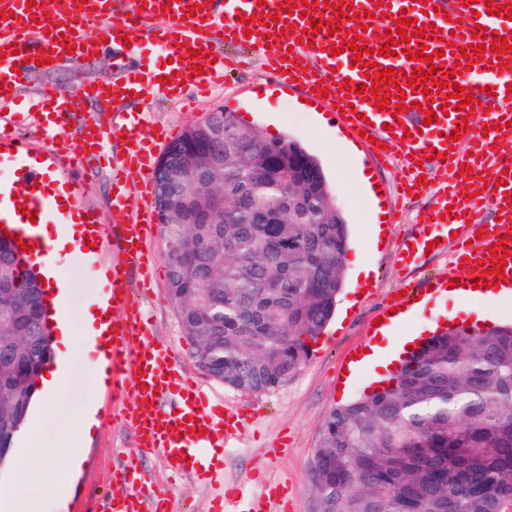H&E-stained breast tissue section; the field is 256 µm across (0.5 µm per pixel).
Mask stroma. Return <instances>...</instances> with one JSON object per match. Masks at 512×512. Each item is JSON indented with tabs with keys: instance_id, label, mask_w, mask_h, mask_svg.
<instances>
[{
	"instance_id": "35a3bbf8",
	"label": "stroma",
	"mask_w": 512,
	"mask_h": 512,
	"mask_svg": "<svg viewBox=\"0 0 512 512\" xmlns=\"http://www.w3.org/2000/svg\"><path fill=\"white\" fill-rule=\"evenodd\" d=\"M250 64L229 72L223 85L214 87L207 97L189 89L180 96H151L144 101H129L127 111H141L143 130L164 133L177 140L185 129L214 110L233 113L238 121L268 139L290 137L300 142L320 162L338 206L350 225L353 247L346 254V278L336 311L325 331L313 344L307 362L285 384L265 392L240 391L214 381L202 372L190 354L181 333L178 310L167 285L164 240L155 237L152 255L144 268L131 278L132 288L147 289L144 310L155 336L170 344L176 358L197 380L237 413L241 423L224 443L220 468L224 483L240 490L244 497L260 493L264 485L278 483L288 490L293 512H316L317 492L311 468L321 441L322 425L335 407L368 391L376 375L365 367L347 376L353 353L362 351L373 340L376 318L385 316L394 305V295L403 290L425 287L431 281H444L453 266L455 245L424 256L416 265L403 266L398 247L417 225L419 210L438 202L443 176L429 172L430 184L420 198L400 194L404 159L399 149L374 158L363 145H356L359 165L369 170L376 199L366 198L355 183L353 167L347 163L344 145L349 134L334 116H327L325 128H317L314 110L303 102L300 90L280 89L265 65V55L250 49ZM112 70V53L103 51L92 58H80L66 69L53 68L37 73L25 88L32 95L37 86L54 84L61 94L73 91L80 82L95 81ZM112 170L97 165L81 178V206L96 211L104 223H112ZM385 206L394 221L385 225L384 238L371 243L368 227L373 203ZM53 262L66 277L69 288V320L80 327L85 308L105 299L104 283L98 282L82 259L69 251L59 252ZM77 356L64 358L54 351L53 363L65 366L68 381L58 398L53 419L44 433L55 447L66 448L69 437L80 428L77 412L91 403L93 426L85 438L84 459L59 499L56 512H85L89 499L110 493V475L120 461L121 452L134 449V434L118 423L102 424L103 416L131 408L133 394L113 395L111 379H99L97 362L102 340L81 336ZM150 475L144 494H168L172 512H209L220 486L177 479L164 462L149 458L143 462ZM223 483V484H224Z\"/></svg>"
}]
</instances>
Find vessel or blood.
I'll return each mask as SVG.
<instances>
[{
  "mask_svg": "<svg viewBox=\"0 0 512 512\" xmlns=\"http://www.w3.org/2000/svg\"><path fill=\"white\" fill-rule=\"evenodd\" d=\"M505 4L506 0H474L472 7H464V0H348L359 15H380L390 10L392 18L386 27L397 30L399 12L424 29L425 37L412 39L411 51L422 45L441 51L438 59V79L454 80L462 88H469L472 77L492 74L489 92H474L472 106H459L457 98L446 93L412 94L407 90L406 78L399 79L406 89L408 105L397 108L387 103L378 108L371 93L346 96L345 84H365L366 65L376 63L383 67H403L406 73L421 68V61H398L396 57L379 55L380 39L372 31L362 32L360 42L369 47L363 55L362 67L352 64L354 53L347 50L332 55V47H339L351 34L350 21H338L331 10L325 9V0H299L296 14L279 9L277 0H132L129 9L116 11L112 0H0V106L17 102L18 91L35 69L41 51H51L55 63L81 57L84 51L97 48L154 43L170 59L175 76L170 82L159 79L152 69H127L117 77H106L96 83H81L66 96L57 94L53 85H43L36 106L46 113L55 138L65 141L73 119L82 112L87 100L99 104L97 115L84 122L80 129V143L74 149L58 154L55 163L62 171L86 170L91 159L107 161L112 169V208L114 226H106L99 214L84 209L80 219L92 241L103 234H111L112 247L119 255L109 269V282L114 292L113 310L119 318L113 319L110 345L105 350L112 369V391L120 393L132 388L135 405L122 419L137 434L134 453L123 457L112 474L115 493L105 497L99 512H169L168 499L158 496L147 499L142 494L145 474L139 466L141 457L156 455L168 463L170 470L181 477L197 481L214 478L215 466L208 460L209 451L224 445V434L237 424L233 414L218 416L217 406L201 385L192 379L177 360L170 347L151 331L140 301L129 287L131 271L141 269L142 261L151 251L155 225L151 212L139 214L135 221H127L126 187L131 183L150 185L154 178L155 159L165 144L164 136L145 135L142 117L137 112L123 111L122 105L131 93L141 96L168 95L179 89L183 80H190L194 88L219 83L224 78L223 46L236 43L257 45L266 34L278 35V45L269 49L267 65L276 71L282 88L304 85L308 101L324 111H337L338 118L351 135L366 132L386 147H399L403 152L405 175L403 192L419 194L424 190L419 183L425 174L426 163H433L439 171H447L443 158L451 142L455 122L467 121L469 130L463 141L468 148L461 159L471 169L470 183L479 190L478 198H460L454 182L443 188V200L438 208L419 211L417 234L403 239L399 245V260L410 266L426 253L433 240H455V261L464 264L469 276H480L490 268L495 258L490 247L506 241L512 233V92L508 91L501 75L504 68H512V19L506 14H491L488 2ZM437 5V12L428 14L425 4ZM201 7L199 15H190L189 6ZM306 18H299V11ZM253 17L251 25H244L246 17ZM323 17L329 24H342L334 34H314V45L298 48L296 41L311 21ZM484 26L506 36L509 45L505 51H485L476 64L461 75L450 76L453 65L462 62L459 54H450V46H467L471 34ZM197 50L202 72L190 69L186 60L188 50ZM451 108L449 115L426 122L425 109ZM487 111L489 132L478 129L471 119L472 107ZM126 137L127 146L121 155L112 157L108 151L119 137ZM31 145L27 144L6 123L0 122V229L24 244L33 246L35 256L42 257L46 248L38 232L39 225L59 223L60 217L46 172L33 165ZM503 174V184L487 178V171ZM492 201L499 217L498 223L485 226L467 224L466 216L474 215L479 201ZM35 218H28V211ZM481 232V240H470L469 232ZM283 493L279 487H265L258 495L241 498L237 490L224 491L215 501L213 512H270V503Z\"/></svg>",
  "mask_w": 512,
  "mask_h": 512,
  "instance_id": "1",
  "label": "vessel or blood"
}]
</instances>
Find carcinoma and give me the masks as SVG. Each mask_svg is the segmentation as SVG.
<instances>
[{"label":"carcinoma","instance_id":"obj_1","mask_svg":"<svg viewBox=\"0 0 512 512\" xmlns=\"http://www.w3.org/2000/svg\"><path fill=\"white\" fill-rule=\"evenodd\" d=\"M224 128L234 147L195 127L155 177L168 291L201 370L269 391L307 361L332 317L349 224L321 182L310 223H288V170L227 112ZM204 177L224 197L197 190ZM40 290L24 257L1 248V461L52 354L34 312ZM312 475L318 512H512V327L452 325L405 360L395 385L334 408Z\"/></svg>","mask_w":512,"mask_h":512}]
</instances>
